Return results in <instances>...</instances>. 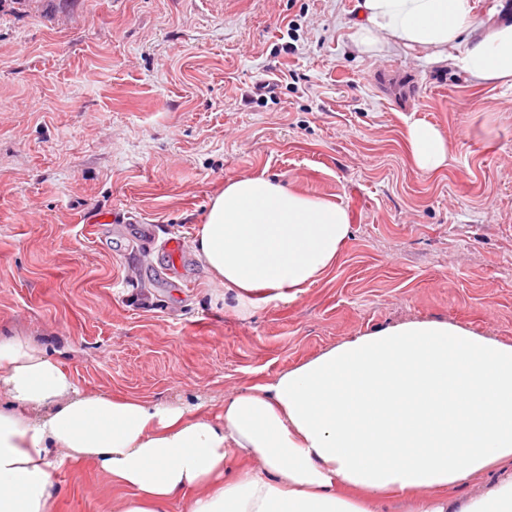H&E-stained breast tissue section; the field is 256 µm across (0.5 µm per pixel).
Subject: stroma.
Here are the masks:
<instances>
[{
  "mask_svg": "<svg viewBox=\"0 0 512 512\" xmlns=\"http://www.w3.org/2000/svg\"><path fill=\"white\" fill-rule=\"evenodd\" d=\"M355 4L5 0L0 333L46 347L81 390L215 406L405 322L512 345V87L357 52ZM417 120L451 145L428 177L404 148ZM259 173L344 204L351 235L299 301L243 318L161 242L192 241L225 181ZM58 482L57 512H110L93 465Z\"/></svg>",
  "mask_w": 512,
  "mask_h": 512,
  "instance_id": "obj_1",
  "label": "stroma"
}]
</instances>
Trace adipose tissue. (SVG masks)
<instances>
[{"label": "adipose tissue", "mask_w": 512, "mask_h": 512, "mask_svg": "<svg viewBox=\"0 0 512 512\" xmlns=\"http://www.w3.org/2000/svg\"><path fill=\"white\" fill-rule=\"evenodd\" d=\"M354 46L413 51L474 87L512 85V20L474 0H357ZM416 172L448 163L438 127L413 122ZM349 211L265 175L225 182L192 246L237 315L288 305L335 269ZM0 512H56L57 472L95 465L112 512H512V473L461 500L449 487L512 461V345L442 321L339 343L267 381L170 405L80 390L61 359L0 336Z\"/></svg>", "instance_id": "ef3b65f1"}]
</instances>
